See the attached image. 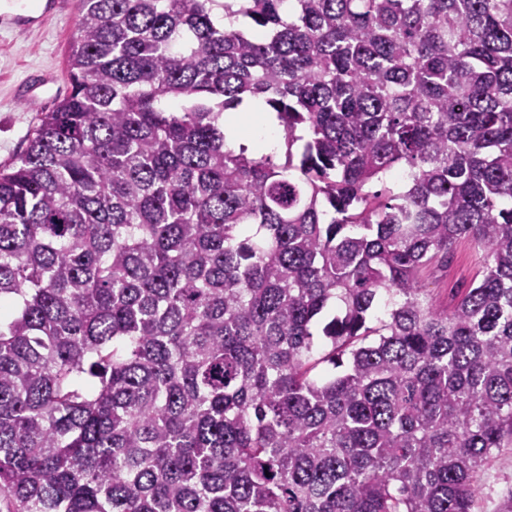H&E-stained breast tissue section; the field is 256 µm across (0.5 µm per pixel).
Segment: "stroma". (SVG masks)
Instances as JSON below:
<instances>
[{
	"mask_svg": "<svg viewBox=\"0 0 512 512\" xmlns=\"http://www.w3.org/2000/svg\"><path fill=\"white\" fill-rule=\"evenodd\" d=\"M58 16L44 28L21 31L0 23V163L10 161L27 145V136L41 113L53 109L70 92L66 57L78 20V0H62ZM56 73L58 84L44 91L37 107L20 98L21 85L39 76ZM481 268V253L471 242H460L447 266L433 267L423 275L439 308L453 306L458 289L468 287ZM512 494V451L496 460L482 487L476 512H498L506 495Z\"/></svg>",
	"mask_w": 512,
	"mask_h": 512,
	"instance_id": "35a3bbf8",
	"label": "stroma"
}]
</instances>
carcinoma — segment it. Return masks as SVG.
<instances>
[{"instance_id":"carcinoma-1","label":"carcinoma","mask_w":512,"mask_h":512,"mask_svg":"<svg viewBox=\"0 0 512 512\" xmlns=\"http://www.w3.org/2000/svg\"><path fill=\"white\" fill-rule=\"evenodd\" d=\"M67 72L0 165V512H473L512 450V0H80ZM246 97L284 160L225 143ZM481 268V252L469 241L460 242L449 261L448 268L432 267L423 274L436 305L448 309L456 302L457 288H467Z\"/></svg>"}]
</instances>
